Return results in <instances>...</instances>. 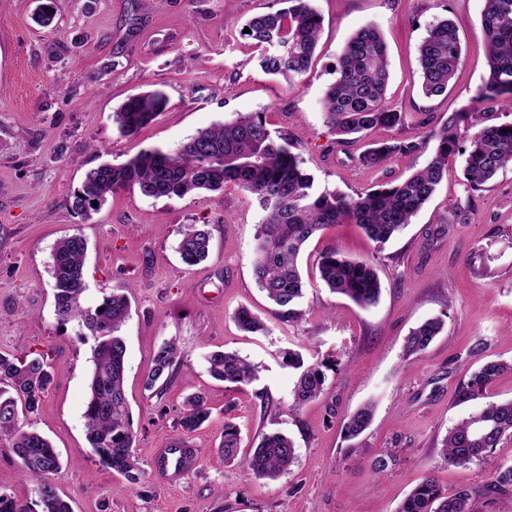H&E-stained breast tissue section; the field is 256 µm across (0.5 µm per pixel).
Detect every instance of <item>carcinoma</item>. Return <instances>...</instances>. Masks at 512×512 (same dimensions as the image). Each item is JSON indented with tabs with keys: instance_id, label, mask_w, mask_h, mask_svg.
Segmentation results:
<instances>
[{
	"instance_id": "obj_1",
	"label": "carcinoma",
	"mask_w": 512,
	"mask_h": 512,
	"mask_svg": "<svg viewBox=\"0 0 512 512\" xmlns=\"http://www.w3.org/2000/svg\"><path fill=\"white\" fill-rule=\"evenodd\" d=\"M283 10L256 16L247 23L248 36L264 48L261 67L292 82L305 73L314 55L321 19L310 0H288ZM481 33L488 57V77L472 102L492 104L512 97V0H484ZM460 53L456 26L449 19L432 24L418 49L422 89L426 97L447 92ZM389 79L388 50L378 28H360L347 43L336 66V79L324 94L325 119L337 135L336 144L349 136L376 127H396L405 115L386 103ZM166 106L160 92L129 96L113 111L120 135L130 137L152 121ZM435 143L427 164L398 181L348 196L316 193L314 180L291 151L288 139L272 137L262 113H244L220 126L198 131L173 151L145 148L119 164L105 163L89 170L73 193L72 209L83 218L97 212L107 196L136 185L147 197H185L200 191H220L224 184L239 186L257 205L261 220L254 246L253 275L284 319L300 315L304 282L298 260L304 245L316 233L338 224H357L383 247L411 224L412 218L432 197L448 174V159L464 157L463 177L472 191L482 189L500 170L512 165V122L499 123L490 112L466 109L454 112L438 129L420 139L387 141L359 156L368 167H380L394 156L408 157ZM87 246L82 236L61 239L52 255L51 274L55 307L60 321H76L93 337L92 369L84 413L86 438L99 461L125 475L132 483L142 472L135 452L136 436L124 389L126 343L120 335L129 318L130 303L124 289L115 288L94 308L86 307L83 294ZM176 250L193 266L210 252V234L203 225L188 224L180 231ZM321 281L333 293L349 297L367 308L378 302L381 281L374 266L355 261L332 248L318 259ZM245 333L269 334L264 322L242 308L235 313ZM439 318L412 329L405 341L406 355L427 350L443 330ZM178 364L174 342L163 344L154 356L147 380L149 388L163 391ZM283 365L295 372L292 406L298 408L325 393L324 364H305L302 355L288 350ZM511 365L490 360L473 371L461 390L464 399H475ZM210 375L234 386L251 384L259 367L235 352H214L208 357ZM51 383L42 355L0 354V445L22 461L23 475L36 484L37 499L29 502L0 493V512H72L71 506L51 484L61 461L52 444L35 431L24 429L20 417L37 411ZM210 417L202 396L190 395L179 420L191 433ZM373 405L365 404L347 417V437L355 438L369 426ZM512 436V400L492 403L448 429L441 454L449 464L489 462V454L504 436ZM239 431L224 425L221 452L224 463L237 460ZM295 447L281 433L265 434L245 460L256 476L276 480L291 466ZM512 492V465L493 466L484 489L489 496ZM397 512H481L477 494L463 489L451 495L428 477L404 499Z\"/></svg>"
}]
</instances>
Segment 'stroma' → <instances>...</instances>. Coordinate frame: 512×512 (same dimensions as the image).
I'll return each mask as SVG.
<instances>
[{
    "label": "stroma",
    "instance_id": "stroma-1",
    "mask_svg": "<svg viewBox=\"0 0 512 512\" xmlns=\"http://www.w3.org/2000/svg\"><path fill=\"white\" fill-rule=\"evenodd\" d=\"M52 6L49 25L37 21ZM322 18L309 69L295 84L260 66L262 50L243 33L252 17L282 9L283 0H0V353L41 354L53 382L28 429L47 438L64 462L54 481L73 512H397L424 478L443 489L477 491L489 466L451 465L441 455L449 427L492 402L512 399V371L479 398L458 392L488 359L512 363V167L482 190H467L462 157L429 203L396 238L377 248L354 224L313 237L300 260L307 283L299 318L285 322L255 283L253 242L261 215L232 183L182 198L145 197L138 188L109 196L91 219L71 208L85 173L126 161L143 148H177L197 131L247 112L262 113L272 136L288 137L316 192L346 195L399 181L401 158L369 168L360 154L373 143L419 135V120L441 126L470 105L488 76L481 37L483 0H311ZM452 19L460 61L447 93L421 90L418 48L427 29ZM377 26L388 45L389 105L405 125L375 129L340 146L324 121L322 98L352 34ZM159 90L168 104L136 136H121L112 113L128 96ZM466 209L449 223L448 207ZM447 235H439L440 224ZM185 224L207 225L208 259L185 266L176 251ZM87 241L86 305L127 287L131 311L125 391L143 476L131 483L103 466L85 437L84 411L92 337L55 312L50 265L57 241ZM335 248L370 262L382 284L379 302L363 308L332 293L316 260ZM247 308L270 327L267 336L239 330ZM438 317L444 330L419 357L406 356L409 331ZM176 341L178 372L163 393L146 386L156 351ZM333 364L327 391L292 408V377L280 353ZM234 351L260 368L236 389L213 379L207 359ZM203 396L209 420L193 432L197 471L169 484L150 455L179 431L187 397ZM374 402L370 427L344 435L348 414ZM240 429L239 460L218 451L225 422ZM280 432L296 458L278 480L260 479L244 458L261 434ZM387 457L378 471L373 462Z\"/></svg>",
    "mask_w": 512,
    "mask_h": 512
}]
</instances>
